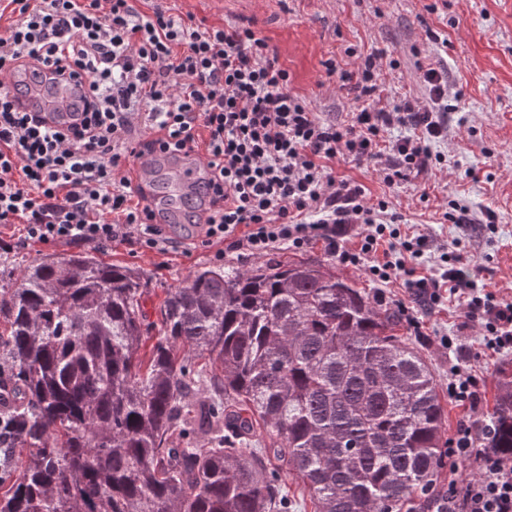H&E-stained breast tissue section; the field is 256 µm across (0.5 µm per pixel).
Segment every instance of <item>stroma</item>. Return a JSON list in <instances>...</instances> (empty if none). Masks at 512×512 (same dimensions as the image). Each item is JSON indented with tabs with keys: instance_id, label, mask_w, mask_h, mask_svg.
Wrapping results in <instances>:
<instances>
[{
	"instance_id": "stroma-1",
	"label": "stroma",
	"mask_w": 512,
	"mask_h": 512,
	"mask_svg": "<svg viewBox=\"0 0 512 512\" xmlns=\"http://www.w3.org/2000/svg\"><path fill=\"white\" fill-rule=\"evenodd\" d=\"M177 6L207 23L248 27L266 38L290 74L292 93L325 121L346 120L357 107L354 92L324 66L336 56L345 69L357 70L358 59L344 54L349 46L381 54L383 94L394 101L406 95L427 103L424 69L445 71L449 96L461 101L444 114L447 138L431 146L440 164L391 186L383 181L382 158L360 165L339 160L333 174L362 184L369 202L387 201L402 232L426 236L411 279L438 273L441 254L454 252L479 287L512 299V0H178ZM452 199L467 208L468 224L444 219ZM490 213L491 227L485 224ZM78 249L75 243H22L14 226L0 227V256L12 259L18 271L47 254ZM95 254L140 270L156 295L216 265L213 248L199 244L160 254L117 241ZM335 268L384 306L414 310L417 325L402 323L399 333L422 350L440 393L448 391L449 367L463 356L479 380L482 412L491 407L506 358L480 348L481 326L466 321L461 301L445 299L427 309L403 281L383 287L366 266L339 262ZM444 336L458 337L457 351L441 345ZM482 412L471 415L461 402L448 400L446 434L461 422H482Z\"/></svg>"
}]
</instances>
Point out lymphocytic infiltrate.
<instances>
[{"label":"lymphocytic infiltrate","mask_w":512,"mask_h":512,"mask_svg":"<svg viewBox=\"0 0 512 512\" xmlns=\"http://www.w3.org/2000/svg\"><path fill=\"white\" fill-rule=\"evenodd\" d=\"M377 53L358 72L340 74L364 100L349 123L326 122L292 94L290 76L265 38L245 27L209 25L161 4L139 0H0V224L22 241L88 243L101 248L134 242L152 251L178 248L152 222L149 197L132 165L142 151L188 154L204 150L211 196L194 224L202 245L221 242L263 255L313 240L356 266L368 262L377 281H396L406 259L423 254L424 235L405 236L384 221L385 201L369 203L365 189L336 179L343 157L360 163L388 153L386 184L431 170L430 145L447 137L444 72L425 69L428 104L385 102ZM42 76L65 67L85 78L88 93L67 126L20 110L4 80L11 67ZM362 228L357 248L344 237ZM440 275L409 281L426 301L463 299L480 321L484 349L512 354V300L478 288L453 255ZM454 467H477V479H449L436 512H512V453L482 445L477 425L459 424L448 440Z\"/></svg>","instance_id":"lymphocytic-infiltrate-1"}]
</instances>
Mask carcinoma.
Instances as JSON below:
<instances>
[{
	"instance_id": "obj_1",
	"label": "carcinoma",
	"mask_w": 512,
	"mask_h": 512,
	"mask_svg": "<svg viewBox=\"0 0 512 512\" xmlns=\"http://www.w3.org/2000/svg\"><path fill=\"white\" fill-rule=\"evenodd\" d=\"M0 270V512H422L444 408L399 311L318 258L203 268L142 309L87 252ZM269 440L255 448L257 425ZM489 447L512 452V368Z\"/></svg>"
}]
</instances>
